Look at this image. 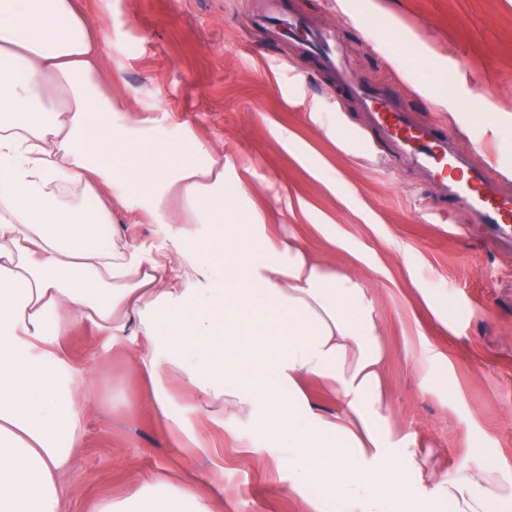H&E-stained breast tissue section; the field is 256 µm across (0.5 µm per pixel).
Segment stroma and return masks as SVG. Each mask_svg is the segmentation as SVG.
Segmentation results:
<instances>
[{"instance_id": "1", "label": "stroma", "mask_w": 512, "mask_h": 512, "mask_svg": "<svg viewBox=\"0 0 512 512\" xmlns=\"http://www.w3.org/2000/svg\"><path fill=\"white\" fill-rule=\"evenodd\" d=\"M309 27H331L351 80L398 98L473 152L512 195V0H283ZM106 30L112 92L161 108L224 158V202L260 216L272 238L299 237L369 291L387 357L392 445L418 440L439 473L512 463V242L484 240L458 202L377 131L301 41L254 21L266 0H79ZM292 133L279 140L278 130ZM120 242L152 245L160 225L113 206ZM65 345L96 407L60 477L62 512L159 479L217 481L224 512H307L288 494L275 436L225 413L215 426L191 394L172 412L200 440L180 447L149 405L139 359L92 331Z\"/></svg>"}]
</instances>
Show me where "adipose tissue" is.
<instances>
[{"label":"adipose tissue","mask_w":512,"mask_h":512,"mask_svg":"<svg viewBox=\"0 0 512 512\" xmlns=\"http://www.w3.org/2000/svg\"><path fill=\"white\" fill-rule=\"evenodd\" d=\"M96 20L75 0H0V512H62L58 478L92 407L63 342L79 322L142 355L151 404L186 435L167 383L280 438L289 492L312 512H389L425 478L416 442L385 446V346L368 291L299 239H272L224 203V159L168 114L136 118L106 93ZM163 225L118 245L111 203ZM324 383L338 411L315 409ZM452 512H504L512 464L459 467ZM218 485L134 486L93 512H214Z\"/></svg>","instance_id":"1"}]
</instances>
